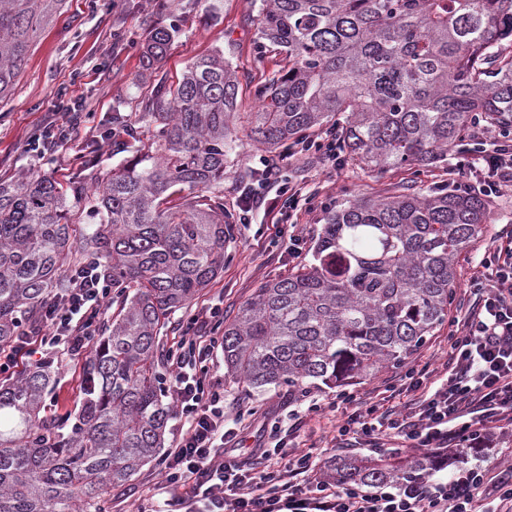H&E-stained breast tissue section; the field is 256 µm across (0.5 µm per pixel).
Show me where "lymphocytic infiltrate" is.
<instances>
[{
    "label": "lymphocytic infiltrate",
    "mask_w": 512,
    "mask_h": 512,
    "mask_svg": "<svg viewBox=\"0 0 512 512\" xmlns=\"http://www.w3.org/2000/svg\"><path fill=\"white\" fill-rule=\"evenodd\" d=\"M52 117L34 137L33 159L51 165L60 147L76 145L82 103H53ZM459 168L479 178L486 191L512 183V133L499 136L493 150L480 151ZM471 281L478 303L461 328L448 336L455 367L414 410L353 413L340 436L371 447H385L389 437L427 450L437 466L458 454L495 446L491 423L512 421V230L480 262ZM67 300L49 301L37 335L22 336L0 357V373L22 358H32L34 344L60 345L83 355L95 333L110 287L87 264L69 274ZM221 312L211 307L183 327L175 347L165 354L174 378L171 399L181 422L174 448L161 460L155 494L165 495L168 512H512V478H490L481 465H461L445 480L401 485L330 484L314 476L311 455L285 452L283 444L260 443L238 450V432L224 426V386L208 365L217 347Z\"/></svg>",
    "instance_id": "1"
}]
</instances>
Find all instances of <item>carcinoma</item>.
<instances>
[{
    "label": "carcinoma",
    "mask_w": 512,
    "mask_h": 512,
    "mask_svg": "<svg viewBox=\"0 0 512 512\" xmlns=\"http://www.w3.org/2000/svg\"><path fill=\"white\" fill-rule=\"evenodd\" d=\"M63 0H0V100ZM261 38L285 66L258 88L250 136L267 149L335 132L336 152L371 170L448 161L476 121L512 127V0H259ZM169 31L152 32L161 56ZM237 70L217 50L174 86L155 84L136 124L105 131L126 153L97 168L99 193L26 175L0 182V348L37 330L79 263L98 266L117 312L86 360L77 410L50 411V361L0 382V512H106L112 488L159 453L170 404L158 340L224 269L232 216L224 174L235 147ZM99 218L75 236L67 197ZM490 201L446 184L358 197L328 212L315 263L264 284L224 321V363L252 388L344 386L402 364L448 316L459 257ZM424 458L381 468L345 458L327 480L404 483Z\"/></svg>",
    "instance_id": "obj_1"
}]
</instances>
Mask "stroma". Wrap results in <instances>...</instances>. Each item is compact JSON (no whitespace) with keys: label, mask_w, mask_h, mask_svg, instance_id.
<instances>
[{"label":"stroma","mask_w":512,"mask_h":512,"mask_svg":"<svg viewBox=\"0 0 512 512\" xmlns=\"http://www.w3.org/2000/svg\"><path fill=\"white\" fill-rule=\"evenodd\" d=\"M251 0H67L51 25L34 38L27 61L11 94L0 102V179L10 181L31 172L33 161L24 152L26 141L36 133L57 94L73 99L86 97L87 114L79 128L87 133L113 112L134 117L141 112L157 81L177 83L195 60L223 51L236 68L240 88L239 112L256 111L258 86L282 64L279 55L264 49L258 25L253 19ZM171 30V41L158 61L148 62L145 50L152 31ZM235 149L224 175V205L232 213L240 211L242 190L236 178L240 168L261 169L262 159L282 161L291 185L302 188L308 202L288 214L298 226L304 244L297 258H288L273 237V216L263 210L252 213L250 224H234L224 255V271L189 305L170 319L160 338V350L173 343L181 325L193 315L220 306L225 318H233L240 306L263 284L287 277L312 263L313 251L322 233L328 212L357 197L383 198L401 185L419 188L447 184L463 188L469 178L459 175L456 162L466 154L457 148L443 166L411 165L398 170L370 171L347 161L335 166L313 158L300 149L269 151L250 136L247 121L234 129ZM491 210L482 237L459 259L455 297L445 323L427 337L404 364L389 367L358 379L346 389L319 385L307 396L289 400L284 387L252 389L233 379L224 364V352L215 349L211 373L224 384L226 420L238 429L241 446L252 448L268 439L271 425L261 414L277 404H290L292 411L281 414L282 432L296 433L300 452L311 453L318 467L344 457L374 459L397 465L414 457L408 448H343L338 428L355 407L373 406L379 411L398 409L412 400L402 378L408 369L426 367L443 371L448 360V333L463 322L474 296L469 290L479 262L499 244L505 225H512V185L491 195ZM55 353L61 363L60 380L51 398L53 410L66 412L79 402V384L84 357H71L62 348H39V356ZM356 396V404L337 403L340 392ZM160 465L151 462L131 481L113 488L107 512H138L146 492L160 481Z\"/></svg>","instance_id":"stroma-1"}]
</instances>
